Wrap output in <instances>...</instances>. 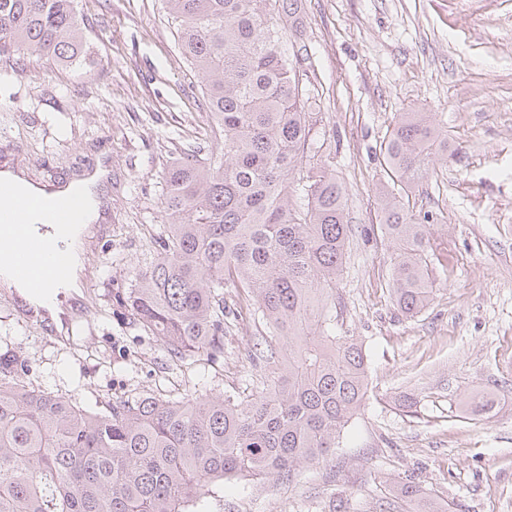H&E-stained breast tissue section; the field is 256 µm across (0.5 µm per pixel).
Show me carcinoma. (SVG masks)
Here are the masks:
<instances>
[{"mask_svg":"<svg viewBox=\"0 0 512 512\" xmlns=\"http://www.w3.org/2000/svg\"><path fill=\"white\" fill-rule=\"evenodd\" d=\"M182 54L204 80L211 145L165 172L168 219L157 255L134 273L119 303L171 357L224 349V289L253 298V315L288 347L274 387L186 401L139 397L92 409L20 381L24 365L0 354V512H187L229 477L289 479L342 442L368 393L367 357L332 322L349 243L345 188L321 164L292 200L290 178L311 152L313 116L303 59L288 48L301 0H163ZM86 39L75 0H0V50L64 65ZM448 133L429 112H402L381 148L407 187L429 175ZM395 246L388 286L414 316L431 301L429 229L403 199L378 192ZM397 495L418 512L434 497L402 479Z\"/></svg>","mask_w":512,"mask_h":512,"instance_id":"1","label":"carcinoma"}]
</instances>
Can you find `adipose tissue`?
Listing matches in <instances>:
<instances>
[{
    "instance_id": "adipose-tissue-1",
    "label": "adipose tissue",
    "mask_w": 512,
    "mask_h": 512,
    "mask_svg": "<svg viewBox=\"0 0 512 512\" xmlns=\"http://www.w3.org/2000/svg\"><path fill=\"white\" fill-rule=\"evenodd\" d=\"M108 174V168L100 165L96 167L94 174L72 181L64 188L65 193L78 195L83 203L80 221L73 226L66 242L71 273L65 283L53 287L43 296L35 297L29 295L25 285L13 276L9 267H0V287L25 297L31 306L45 308L54 322H61L64 314V309L59 301L60 296L73 297L80 293L86 274L85 253L88 228L90 225L99 223L101 219L103 201L98 188L107 181Z\"/></svg>"
}]
</instances>
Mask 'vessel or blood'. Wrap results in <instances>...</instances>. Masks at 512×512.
Segmentation results:
<instances>
[{
    "instance_id": "vessel-or-blood-1",
    "label": "vessel or blood",
    "mask_w": 512,
    "mask_h": 512,
    "mask_svg": "<svg viewBox=\"0 0 512 512\" xmlns=\"http://www.w3.org/2000/svg\"><path fill=\"white\" fill-rule=\"evenodd\" d=\"M46 210L47 222L33 230L24 219L32 210ZM80 220V205L75 196L44 200L14 190L0 182V264L9 265L28 292L44 293L65 282L70 274L64 239L72 224Z\"/></svg>"
}]
</instances>
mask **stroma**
<instances>
[{
    "label": "stroma",
    "mask_w": 512,
    "mask_h": 512,
    "mask_svg": "<svg viewBox=\"0 0 512 512\" xmlns=\"http://www.w3.org/2000/svg\"><path fill=\"white\" fill-rule=\"evenodd\" d=\"M87 52L62 67L0 54V155L31 180L112 171L102 227L88 240L82 297L61 337L19 316L0 288V351L33 385L88 404L148 395L184 401L271 382L265 334L247 301L224 327V354L172 361L116 302L155 256L166 222L163 174L209 130L204 82L178 46L162 0H76ZM301 35L319 159L344 185L351 226L336 283V333L362 344L368 396L341 448L291 480L231 477L193 512H409L412 476L452 512H512V0H303ZM430 112L448 131L426 181L405 187L379 163L399 113ZM408 198L430 226L434 290L398 310L392 244L378 232L379 189ZM415 404L405 409L403 396ZM492 407L472 415L471 397Z\"/></svg>",
    "instance_id": "1"
}]
</instances>
